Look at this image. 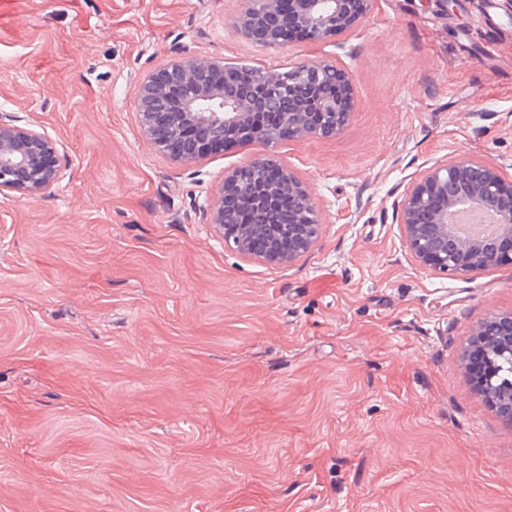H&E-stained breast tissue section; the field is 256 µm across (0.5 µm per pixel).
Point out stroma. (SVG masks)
<instances>
[{
    "label": "stroma",
    "instance_id": "35a3bbf8",
    "mask_svg": "<svg viewBox=\"0 0 512 512\" xmlns=\"http://www.w3.org/2000/svg\"><path fill=\"white\" fill-rule=\"evenodd\" d=\"M236 0H0V112L63 179L0 197V512H512V424L471 382L512 265L418 267L393 209L427 167L512 177V6L372 0L336 40L273 50ZM197 55L348 70L336 137L277 154L322 213L299 262L207 223L248 143L182 164L143 137V76Z\"/></svg>",
    "mask_w": 512,
    "mask_h": 512
}]
</instances>
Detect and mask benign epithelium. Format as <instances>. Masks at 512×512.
Here are the masks:
<instances>
[{
  "label": "benign epithelium",
  "mask_w": 512,
  "mask_h": 512,
  "mask_svg": "<svg viewBox=\"0 0 512 512\" xmlns=\"http://www.w3.org/2000/svg\"><path fill=\"white\" fill-rule=\"evenodd\" d=\"M372 0H238L230 25L241 38L269 49L287 45L278 11L293 18L296 32L320 44L350 31L370 11ZM351 75L316 58L278 69L228 64L201 56L179 58L146 74L139 85L137 115L145 138L160 154L194 163L218 146L258 141L274 148L288 140L338 135L357 110ZM64 176L56 142L46 133L0 113V195L35 197ZM288 201L289 223L278 203ZM483 210L500 232L471 239L448 221L459 211ZM406 247L414 262L439 275L461 277L478 269L512 264L500 242H512V178L477 157L428 167L410 184L397 206ZM207 221L243 257L289 265L321 236L323 219L308 187L275 155H261L224 176ZM500 340L499 369L478 388L493 401L512 391V314L492 315L477 340Z\"/></svg>",
  "instance_id": "benign-epithelium-1"
}]
</instances>
